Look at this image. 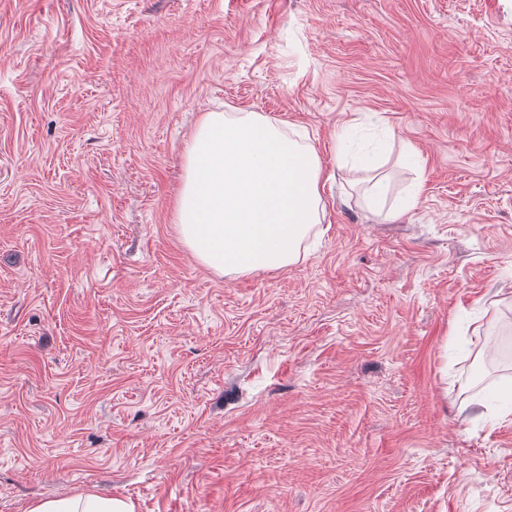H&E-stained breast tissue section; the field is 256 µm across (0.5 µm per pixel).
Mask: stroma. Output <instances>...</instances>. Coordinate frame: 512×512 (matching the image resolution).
<instances>
[{"label":"stroma","mask_w":512,"mask_h":512,"mask_svg":"<svg viewBox=\"0 0 512 512\" xmlns=\"http://www.w3.org/2000/svg\"><path fill=\"white\" fill-rule=\"evenodd\" d=\"M231 107L330 175L306 258L238 278L174 222ZM347 125L421 183L398 220ZM511 362L512 0H0V512H512V420L456 415ZM352 159L353 164L363 168L367 173L365 178L368 184L366 199L372 213L383 216L385 219L395 220L415 205L420 192L419 184H414L406 198L399 204L386 209L384 199L388 186L386 177L380 176L377 172L380 168V163L368 150L356 151ZM31 512H134V508L122 499L84 494L43 501Z\"/></svg>","instance_id":"obj_1"}]
</instances>
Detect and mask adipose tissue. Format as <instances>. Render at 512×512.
Wrapping results in <instances>:
<instances>
[{
	"mask_svg": "<svg viewBox=\"0 0 512 512\" xmlns=\"http://www.w3.org/2000/svg\"><path fill=\"white\" fill-rule=\"evenodd\" d=\"M351 153L366 172L372 213L394 220L419 196L385 207L388 189L379 162ZM323 165L306 136L259 112H207L185 146L184 179L174 221L195 258L217 275L237 278L296 264L325 213ZM31 512H134L130 502L95 494L41 502Z\"/></svg>",
	"mask_w": 512,
	"mask_h": 512,
	"instance_id": "obj_1",
	"label": "adipose tissue"
}]
</instances>
